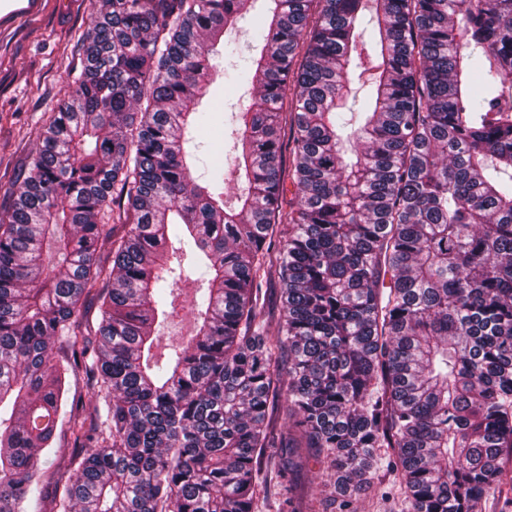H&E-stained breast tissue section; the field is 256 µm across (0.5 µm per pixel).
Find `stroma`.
Listing matches in <instances>:
<instances>
[{"label":"stroma","instance_id":"35a3bbf8","mask_svg":"<svg viewBox=\"0 0 512 512\" xmlns=\"http://www.w3.org/2000/svg\"><path fill=\"white\" fill-rule=\"evenodd\" d=\"M95 5L96 0H39L35 10L0 23V211L11 208L14 172L36 149L45 120L80 72L75 47ZM249 103L246 90H231L215 79L203 106L224 120L196 132L197 174H205L214 158L230 159L237 115ZM295 458L299 494L316 512H336L325 464L309 448L297 449Z\"/></svg>","mask_w":512,"mask_h":512}]
</instances>
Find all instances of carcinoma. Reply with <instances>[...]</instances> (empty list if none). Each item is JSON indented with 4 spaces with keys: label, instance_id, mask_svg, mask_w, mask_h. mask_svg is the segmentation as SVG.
I'll return each mask as SVG.
<instances>
[{
    "label": "carcinoma",
    "instance_id": "1",
    "mask_svg": "<svg viewBox=\"0 0 512 512\" xmlns=\"http://www.w3.org/2000/svg\"><path fill=\"white\" fill-rule=\"evenodd\" d=\"M253 2L100 0L78 44L0 213V512H258L274 486L314 512L283 405L339 512L382 472L402 512L507 480L512 0H272L223 73L255 91L234 177L200 183L187 135L221 119L199 106ZM192 321L189 316L181 315L170 318L160 327V346L158 351L163 352L164 346L180 336H188L191 332Z\"/></svg>",
    "mask_w": 512,
    "mask_h": 512
}]
</instances>
